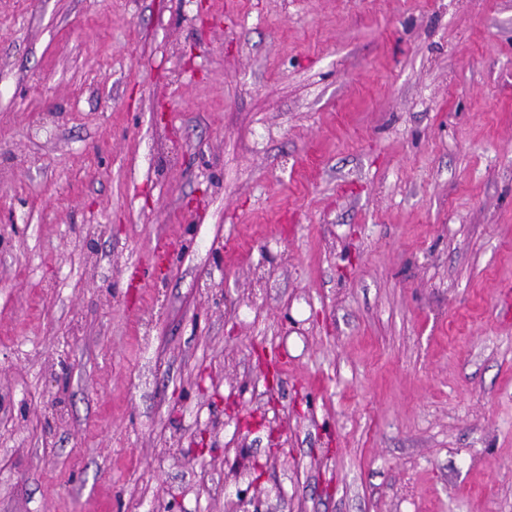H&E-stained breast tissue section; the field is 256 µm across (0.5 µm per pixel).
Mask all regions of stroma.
Segmentation results:
<instances>
[{
	"label": "stroma",
	"instance_id": "35a3bbf8",
	"mask_svg": "<svg viewBox=\"0 0 512 512\" xmlns=\"http://www.w3.org/2000/svg\"><path fill=\"white\" fill-rule=\"evenodd\" d=\"M0 512H512V0H0Z\"/></svg>",
	"mask_w": 512,
	"mask_h": 512
}]
</instances>
